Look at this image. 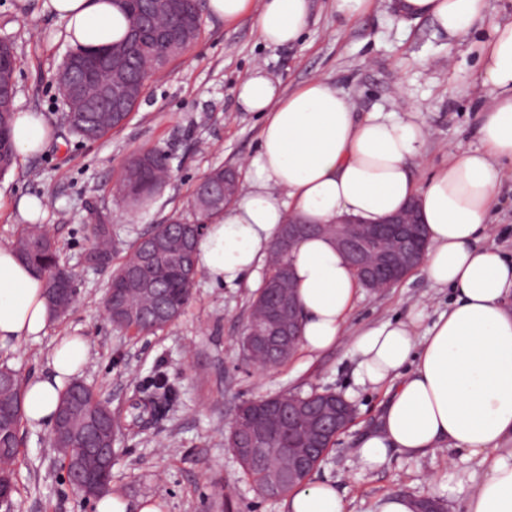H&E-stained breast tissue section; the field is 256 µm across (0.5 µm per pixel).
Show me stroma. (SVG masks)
I'll use <instances>...</instances> for the list:
<instances>
[{
	"instance_id": "stroma-1",
	"label": "stroma",
	"mask_w": 512,
	"mask_h": 512,
	"mask_svg": "<svg viewBox=\"0 0 512 512\" xmlns=\"http://www.w3.org/2000/svg\"><path fill=\"white\" fill-rule=\"evenodd\" d=\"M259 0L232 22L203 14L196 43L152 77L143 100L127 123L89 141L71 133L53 75L69 47L59 37L63 23L44 13L42 0H0V41L14 44L19 58L16 107L42 114L54 129L38 155L16 160L0 176V245L14 244L25 222L17 204L22 196L46 200L44 226L59 246L62 263L74 273L76 300L53 320L46 336L0 348V367L22 380L49 372L48 352L58 337H85L88 360L80 375L100 400L124 421L134 393L156 380L170 384L176 399L154 429L120 431L112 466V490L129 499L157 498L166 512H286L285 497L258 495L224 446L237 405L270 393L330 389L352 393L357 414L338 436L311 479L334 484L347 512H371L388 493L416 499L436 497L445 512H463L473 491L475 461L445 450L427 455L392 452L374 471L362 470L354 448L378 420L383 390L356 383L351 338L360 330L421 308L433 321L448 308L449 289L437 288L420 271L395 287L362 289L344 336L329 350L311 356L296 352L288 363L267 369L245 364L237 338L255 296L252 286H212L197 276L193 297L171 325L150 335L114 327L102 301L110 280L106 269L84 266L90 247L89 224L108 217L117 234L115 261L153 225L192 215L191 195L205 173L217 167L242 168L258 147L261 113L241 112L237 83L255 65L279 77L286 89L312 78H328L350 94L358 116L381 109L415 113L428 135L424 158L414 170L424 184L449 152L462 145L479 148L477 134L486 92L476 76L479 47L490 29L460 41L428 20L401 24L392 0H371L352 21L337 18L332 0H311V19L300 43L268 46L259 38ZM169 158L171 177L150 205L131 209L112 195V182L124 160L143 149ZM491 240L512 256V179L498 187ZM23 445L15 464L17 491L0 512H93L92 502L75 495L61 455L50 444V430L22 424Z\"/></svg>"
}]
</instances>
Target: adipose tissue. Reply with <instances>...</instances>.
Returning <instances> with one entry per match:
<instances>
[{
    "instance_id": "ef3b65f1",
    "label": "adipose tissue",
    "mask_w": 512,
    "mask_h": 512,
    "mask_svg": "<svg viewBox=\"0 0 512 512\" xmlns=\"http://www.w3.org/2000/svg\"><path fill=\"white\" fill-rule=\"evenodd\" d=\"M42 8L64 21L60 36L78 49L106 48L127 31L113 0H44ZM396 15L403 23L430 20L463 38L490 23L477 74L489 98L481 148L457 147L425 186H416L412 167L422 159L423 124L381 112L357 118L350 96L328 79L287 94L278 79L254 67L237 85L236 102L265 117L258 149L245 163L238 197L201 236L198 266L212 285L233 289L258 276L288 218L377 223L417 201L429 243L421 270L454 298L425 335L417 333V313L355 338L358 383L386 387L388 395L356 455L362 469L375 470L394 450L465 452L483 475L464 512H512V260L490 241L497 189L512 162V22H491L488 0H399ZM308 19L309 0H261L259 37L270 46L296 44ZM52 138L41 114L17 113L18 157L42 152ZM292 269L303 317L300 347L311 354L328 349L342 336L361 285L324 235L296 242ZM50 321L43 279L13 247L0 245V347L39 336ZM87 355L85 337L58 338L50 374L23 387L29 423L53 425L60 394ZM286 507L346 512L325 482L290 492Z\"/></svg>"
}]
</instances>
